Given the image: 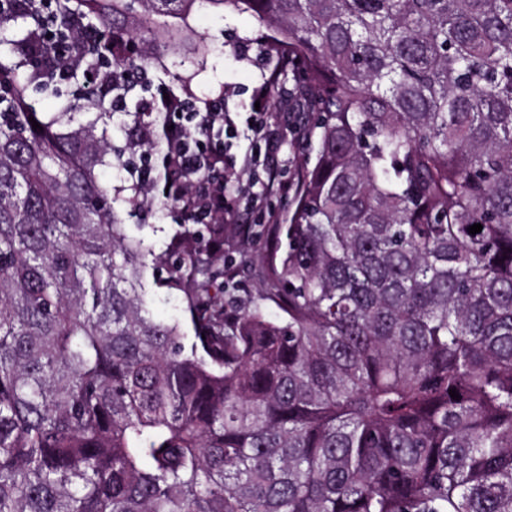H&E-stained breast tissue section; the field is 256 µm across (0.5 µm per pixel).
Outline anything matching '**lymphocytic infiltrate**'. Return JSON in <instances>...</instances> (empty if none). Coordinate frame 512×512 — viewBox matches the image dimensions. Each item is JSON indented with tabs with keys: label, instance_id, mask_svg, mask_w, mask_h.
Listing matches in <instances>:
<instances>
[{
	"label": "lymphocytic infiltrate",
	"instance_id": "f902f5d3",
	"mask_svg": "<svg viewBox=\"0 0 512 512\" xmlns=\"http://www.w3.org/2000/svg\"><path fill=\"white\" fill-rule=\"evenodd\" d=\"M261 107L236 123L225 110L224 97L204 101L191 96L158 99L154 106L165 116L166 152L162 160L146 157L133 171L137 184L154 186L166 180L170 197L188 201L183 213L188 224H220L230 220L237 208V175L227 163L232 148L244 146L243 168L259 157H272L277 136L266 125L263 108L268 96L256 95Z\"/></svg>",
	"mask_w": 512,
	"mask_h": 512
}]
</instances>
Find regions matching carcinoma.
Here are the masks:
<instances>
[{"mask_svg": "<svg viewBox=\"0 0 512 512\" xmlns=\"http://www.w3.org/2000/svg\"><path fill=\"white\" fill-rule=\"evenodd\" d=\"M7 2L0 512H512V0ZM202 10L299 60L307 114L244 306L224 225L125 223L160 137L108 130ZM150 307L157 320L169 321L181 315L180 300L165 289L155 290Z\"/></svg>", "mask_w": 512, "mask_h": 512, "instance_id": "1", "label": "carcinoma"}]
</instances>
